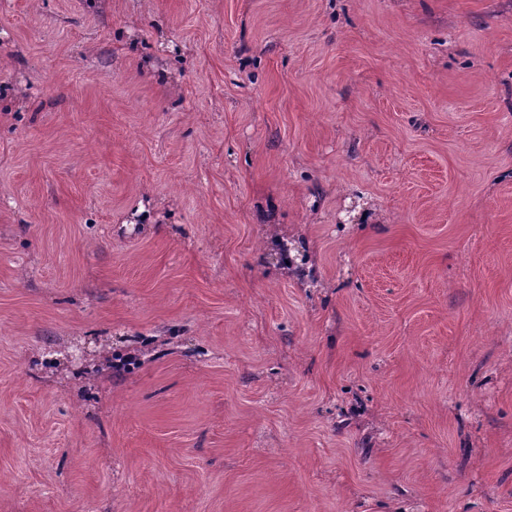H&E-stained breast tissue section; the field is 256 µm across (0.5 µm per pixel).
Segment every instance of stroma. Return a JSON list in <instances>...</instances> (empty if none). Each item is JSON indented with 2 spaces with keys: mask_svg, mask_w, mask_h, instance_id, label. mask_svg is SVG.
I'll return each mask as SVG.
<instances>
[{
  "mask_svg": "<svg viewBox=\"0 0 512 512\" xmlns=\"http://www.w3.org/2000/svg\"><path fill=\"white\" fill-rule=\"evenodd\" d=\"M0 512H512V0H0Z\"/></svg>",
  "mask_w": 512,
  "mask_h": 512,
  "instance_id": "35a3bbf8",
  "label": "stroma"
}]
</instances>
